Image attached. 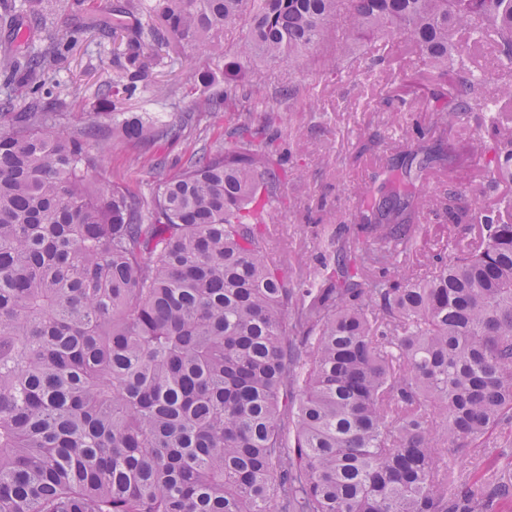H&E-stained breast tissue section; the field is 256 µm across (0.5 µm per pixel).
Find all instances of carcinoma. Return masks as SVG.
Returning <instances> with one entry per match:
<instances>
[{"label":"carcinoma","instance_id":"carcinoma-1","mask_svg":"<svg viewBox=\"0 0 512 512\" xmlns=\"http://www.w3.org/2000/svg\"><path fill=\"white\" fill-rule=\"evenodd\" d=\"M94 23L126 41L131 97L172 38L200 55L234 26L230 68L313 62L341 73L355 50L404 39L431 127L416 126L360 189L357 223L324 241L322 285L292 288L261 227L275 220L286 148L239 121L224 89V147L195 154L151 200L89 179L93 130L0 100V512H497L512 449L474 481L456 460L512 421V194L481 207L436 171L488 158L512 181V0H126ZM77 49L51 34L10 42L6 87ZM480 131L448 138L463 116ZM129 141L183 128L121 123ZM436 202L448 244L426 250ZM477 225L459 244L455 227ZM367 248L361 250L358 244ZM400 255L416 262L392 274Z\"/></svg>","mask_w":512,"mask_h":512}]
</instances>
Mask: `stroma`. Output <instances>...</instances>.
Listing matches in <instances>:
<instances>
[{
	"label": "stroma",
	"instance_id": "stroma-1",
	"mask_svg": "<svg viewBox=\"0 0 512 512\" xmlns=\"http://www.w3.org/2000/svg\"><path fill=\"white\" fill-rule=\"evenodd\" d=\"M119 2L84 0L81 11L64 14L52 9L51 0H39L43 26L37 29L31 24L28 0H15L12 23L0 22V45L16 36L34 49L46 30L63 40L76 32L81 35L77 51L51 76L52 94L34 99L25 85H14L15 111L56 114L59 127L74 134L95 128L115 146L96 159L93 183L125 187L135 196L147 198L192 153L223 144L224 117L208 112L206 98L223 95L228 82L243 89L248 100L241 109L242 120L257 123L273 110L290 136V180L284 187L288 204L277 212L265 233L268 248L288 257L286 274L291 287H309L300 268L316 264L325 231L341 233L354 223L357 187L369 183L380 165L401 150L414 124L431 123L424 100L416 99L410 111L395 115L388 101L396 87L384 73L359 94L352 88V77L335 76L318 65L284 64L231 74L223 56L210 52L196 57L191 49L173 43L161 49L163 61L150 69L144 91L120 100L117 109L128 115L149 114L161 124L184 125L182 138L151 143L124 140L111 121L94 115L103 84L120 74L119 53L124 41L89 24L92 16L111 11ZM193 64L219 76L228 74L229 80L194 89L189 72ZM291 82L306 89L303 102L291 105L280 100L279 89Z\"/></svg>",
	"mask_w": 512,
	"mask_h": 512
}]
</instances>
